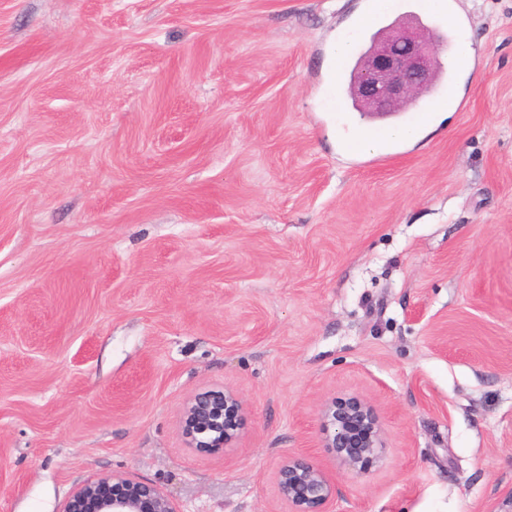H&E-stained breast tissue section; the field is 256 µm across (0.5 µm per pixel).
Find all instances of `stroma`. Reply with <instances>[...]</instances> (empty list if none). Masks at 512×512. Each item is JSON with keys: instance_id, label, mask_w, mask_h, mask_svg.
<instances>
[{"instance_id": "stroma-1", "label": "stroma", "mask_w": 512, "mask_h": 512, "mask_svg": "<svg viewBox=\"0 0 512 512\" xmlns=\"http://www.w3.org/2000/svg\"><path fill=\"white\" fill-rule=\"evenodd\" d=\"M367 0H0V512H63L95 475L179 512H489L512 490V0H457L462 106L415 140L327 103ZM234 391L238 438L189 447ZM384 431L356 471L322 412ZM243 406L230 390H209L190 398L184 423L189 445L220 452L235 440L241 429ZM324 448L354 470L379 459L385 448L382 425L371 405L358 397L333 400L323 410ZM331 431H330V427ZM277 485L289 512H329L320 510L336 495L330 473L303 456L289 457L277 471Z\"/></svg>"}]
</instances>
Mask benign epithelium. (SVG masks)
<instances>
[{
  "instance_id": "7a95c632",
  "label": "benign epithelium",
  "mask_w": 512,
  "mask_h": 512,
  "mask_svg": "<svg viewBox=\"0 0 512 512\" xmlns=\"http://www.w3.org/2000/svg\"><path fill=\"white\" fill-rule=\"evenodd\" d=\"M439 44L420 25L405 22L376 33L359 59L354 97L374 114H386L418 100L431 88ZM243 406L226 389L190 398L184 423L189 445L220 452L240 431ZM324 447L354 470L381 457L385 448L382 425L371 405L358 397L333 400L323 410ZM277 485L289 512H322L336 495L330 473L303 456L284 461ZM64 512H178L157 487L112 474L93 477L69 497Z\"/></svg>"
}]
</instances>
